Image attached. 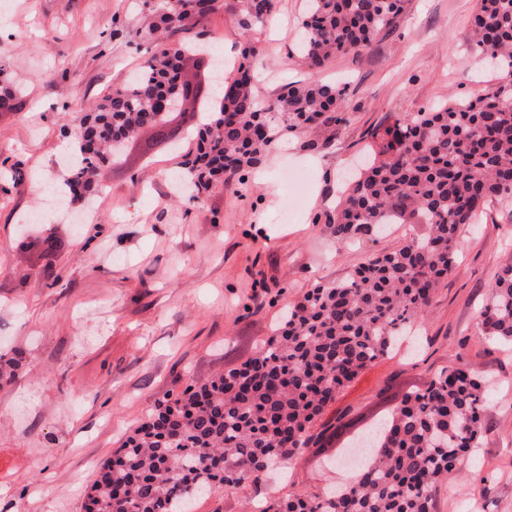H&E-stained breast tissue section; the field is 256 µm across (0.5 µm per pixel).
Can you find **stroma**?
Here are the masks:
<instances>
[{"label": "stroma", "instance_id": "obj_1", "mask_svg": "<svg viewBox=\"0 0 512 512\" xmlns=\"http://www.w3.org/2000/svg\"><path fill=\"white\" fill-rule=\"evenodd\" d=\"M475 4L410 0L396 30L318 70L294 51L305 0H277L247 34L230 11L212 15L203 38L226 57L257 46L259 100L291 81L342 82L345 122L289 137L198 210L168 181L181 152L144 128L125 162L104 168L89 221L27 229L40 184L68 177L58 158L82 111L126 82L149 42L144 0H8L0 61L21 92L13 111H0V352L19 369L0 386V512H83L96 466L155 403L246 359L315 285L406 241L411 226L391 224L344 245L328 219L346 173L371 149L369 130L496 83L466 43ZM463 239L411 335L334 409L365 426L443 368L468 363L491 383L485 432L436 512H512V347L477 341V314L512 262V198L489 203ZM347 449L339 435L330 460L307 453L259 483L216 487L192 512H252L260 499L348 485L357 472L342 463Z\"/></svg>", "mask_w": 512, "mask_h": 512}]
</instances>
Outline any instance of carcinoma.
<instances>
[{"mask_svg":"<svg viewBox=\"0 0 512 512\" xmlns=\"http://www.w3.org/2000/svg\"><path fill=\"white\" fill-rule=\"evenodd\" d=\"M242 29L265 20L275 0H239ZM224 8L216 0H155L144 33L180 34L158 43L136 73L98 100L80 120L78 162L68 168L65 197L99 188V170L124 153L145 126L172 148L187 128H169L165 101L181 112L190 82L187 58L206 59L199 27ZM405 0H307L297 50L312 69L360 52L396 27ZM470 46L490 55L504 81L477 97L403 112L374 129L373 161L350 184L332 218L336 239L353 241L385 224H413L391 251L374 254L348 277L318 285L288 310L261 348L207 382L155 404L112 457L96 467L83 512H190L194 499L216 486L258 483L272 467L312 448L336 430L324 419L343 390L387 356L402 332L419 320L452 270L462 233L496 199L512 196V0H477ZM242 49L238 77L202 100L216 111L194 132V148L176 175L192 187L188 202L202 207L210 189L259 165L275 143L314 124L345 121L346 87L285 85L262 105L252 89L250 58ZM20 90L0 86V110L11 111ZM480 340L512 343V265L498 272L480 312ZM19 362L0 353V384ZM489 402L485 382L466 364L442 369L422 389L405 393L387 420L361 436L373 445L351 485L322 494L292 493L265 512H435L440 486L480 447Z\"/></svg>","mask_w":512,"mask_h":512,"instance_id":"cac0c4a2","label":"carcinoma"}]
</instances>
